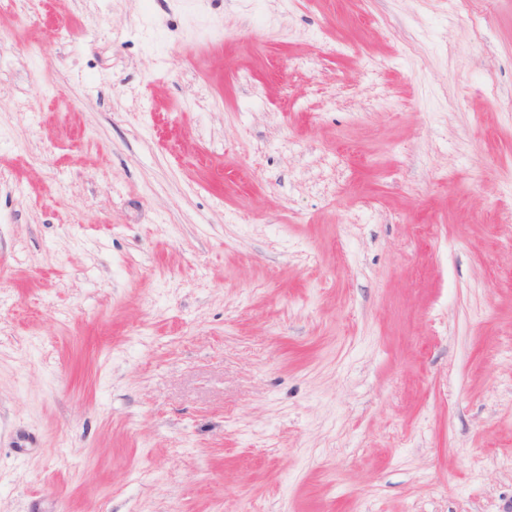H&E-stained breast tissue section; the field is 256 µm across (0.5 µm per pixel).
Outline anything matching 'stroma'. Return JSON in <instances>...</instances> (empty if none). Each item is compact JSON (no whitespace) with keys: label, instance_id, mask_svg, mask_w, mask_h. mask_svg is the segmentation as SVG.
Listing matches in <instances>:
<instances>
[{"label":"stroma","instance_id":"35a3bbf8","mask_svg":"<svg viewBox=\"0 0 512 512\" xmlns=\"http://www.w3.org/2000/svg\"><path fill=\"white\" fill-rule=\"evenodd\" d=\"M0 0V512H512V0Z\"/></svg>","mask_w":512,"mask_h":512}]
</instances>
